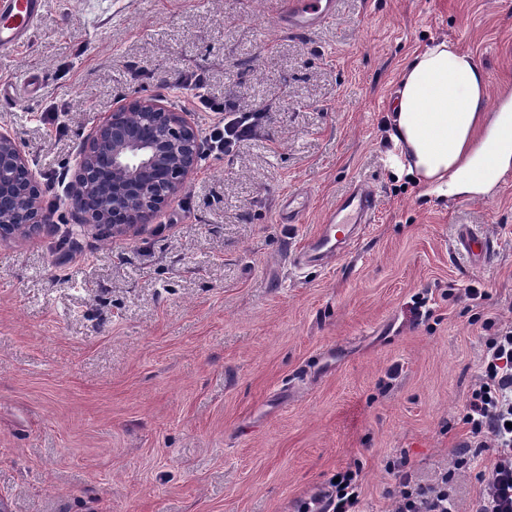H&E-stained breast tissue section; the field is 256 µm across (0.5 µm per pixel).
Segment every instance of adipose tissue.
I'll use <instances>...</instances> for the list:
<instances>
[{"label":"adipose tissue","instance_id":"adipose-tissue-1","mask_svg":"<svg viewBox=\"0 0 512 512\" xmlns=\"http://www.w3.org/2000/svg\"><path fill=\"white\" fill-rule=\"evenodd\" d=\"M474 57L440 41L407 61L391 116L403 171L441 194L481 193L512 166V113L489 116Z\"/></svg>","mask_w":512,"mask_h":512}]
</instances>
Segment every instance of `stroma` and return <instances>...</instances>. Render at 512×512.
Here are the masks:
<instances>
[{"mask_svg":"<svg viewBox=\"0 0 512 512\" xmlns=\"http://www.w3.org/2000/svg\"><path fill=\"white\" fill-rule=\"evenodd\" d=\"M279 0H46L0 55V127L59 200L56 224L0 241V496L11 512H293L361 467L364 512H391L388 466H452L484 332L512 322V179L438 194L398 176L388 115L406 60L470 52L512 90V0H337L306 33ZM261 129L199 163L150 224L73 230L60 200L113 108L188 112L190 72ZM201 128L216 116L197 112ZM371 188L374 220L329 266H295L326 214ZM311 205L278 211L291 192ZM473 227L491 262L457 248Z\"/></svg>","mask_w":512,"mask_h":512,"instance_id":"35a3bbf8","label":"stroma"}]
</instances>
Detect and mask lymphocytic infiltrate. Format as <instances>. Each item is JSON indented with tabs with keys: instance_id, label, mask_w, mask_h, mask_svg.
Returning <instances> with one entry per match:
<instances>
[{
	"instance_id": "1",
	"label": "lymphocytic infiltrate",
	"mask_w": 512,
	"mask_h": 512,
	"mask_svg": "<svg viewBox=\"0 0 512 512\" xmlns=\"http://www.w3.org/2000/svg\"><path fill=\"white\" fill-rule=\"evenodd\" d=\"M204 83V76L195 73L184 79L183 86L202 110L218 114L207 141L210 152L220 155L253 136L263 113L227 108L208 99L201 93ZM482 327L488 336L478 365V384L459 415L467 439L452 468L439 471L433 482L419 481L407 466L394 471L395 512H455L451 487L458 473L486 451L493 460L472 512H512V324L489 317ZM360 494L358 471L347 469L339 472L327 491L299 501L296 512H360Z\"/></svg>"
}]
</instances>
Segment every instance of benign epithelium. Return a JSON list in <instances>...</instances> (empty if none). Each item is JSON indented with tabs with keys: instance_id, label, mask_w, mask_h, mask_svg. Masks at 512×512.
<instances>
[{
	"instance_id": "7a95c632",
	"label": "benign epithelium",
	"mask_w": 512,
	"mask_h": 512,
	"mask_svg": "<svg viewBox=\"0 0 512 512\" xmlns=\"http://www.w3.org/2000/svg\"><path fill=\"white\" fill-rule=\"evenodd\" d=\"M201 150L191 112L151 97L114 109L77 150L69 192L78 227H105L116 237L151 223L184 189ZM52 223L38 173L14 135L1 128L0 240Z\"/></svg>"
}]
</instances>
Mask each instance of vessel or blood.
I'll use <instances>...</instances> for the list:
<instances>
[{"instance_id":"obj_1","label":"vessel or blood","mask_w":512,"mask_h":512,"mask_svg":"<svg viewBox=\"0 0 512 512\" xmlns=\"http://www.w3.org/2000/svg\"><path fill=\"white\" fill-rule=\"evenodd\" d=\"M42 6V0H0V51L15 49L26 40ZM335 14L336 0H284L279 22L290 30L307 31L333 19ZM376 207L372 190L352 189L326 215L318 234L296 252V261L302 265H318L348 253ZM458 248L483 262L495 253L493 241L473 228L462 232Z\"/></svg>"}]
</instances>
